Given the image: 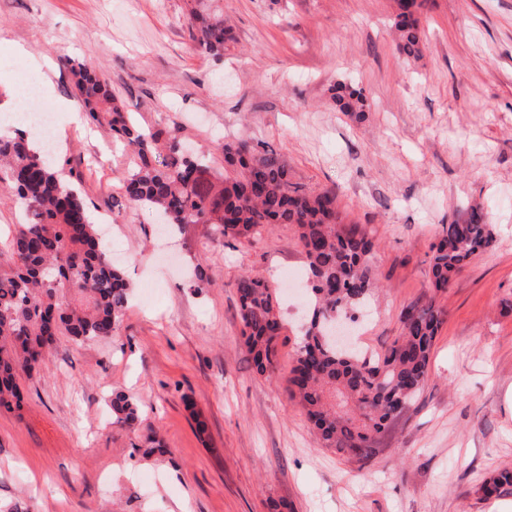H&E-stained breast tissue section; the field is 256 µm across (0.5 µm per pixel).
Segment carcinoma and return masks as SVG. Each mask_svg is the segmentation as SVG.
<instances>
[{
    "instance_id": "carcinoma-1",
    "label": "carcinoma",
    "mask_w": 512,
    "mask_h": 512,
    "mask_svg": "<svg viewBox=\"0 0 512 512\" xmlns=\"http://www.w3.org/2000/svg\"><path fill=\"white\" fill-rule=\"evenodd\" d=\"M192 2L194 46L204 54L224 55L230 32L216 0ZM397 4L398 48L417 57L422 40L411 11L414 0ZM66 67L84 110L106 114L113 136L131 152L134 169L124 182L130 207L157 210L166 223L178 227L208 224L214 239L247 244L274 224L295 227L315 285L291 383L322 445L354 456L367 453L427 380L443 322L435 300L402 310V334L384 353L368 357L356 348L337 351L325 324L367 300L374 242L366 230L343 223L336 195L300 191L283 156L260 151L246 139L222 144L220 175L184 146L178 129L135 124L92 66L69 60ZM336 101L344 112H361L365 106L355 91L336 95ZM0 184L20 208V221L10 230L12 264L0 270V407L10 410L21 403L19 373L39 374L58 337L80 344L113 334L128 305L130 286L112 266L78 190L34 138L0 136ZM492 242L490 225L476 207L445 225L431 247L432 288L447 289ZM235 288L245 343L257 372L270 376L282 330L278 289L250 274L241 275ZM109 407L118 425H141L137 403L124 392H112ZM482 492L512 496V469L484 480Z\"/></svg>"
}]
</instances>
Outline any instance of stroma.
I'll list each match as a JSON object with an SVG mask.
<instances>
[{
	"label": "stroma",
	"instance_id": "stroma-1",
	"mask_svg": "<svg viewBox=\"0 0 512 512\" xmlns=\"http://www.w3.org/2000/svg\"><path fill=\"white\" fill-rule=\"evenodd\" d=\"M395 0H224V56L189 37L187 0H0V135L25 131L13 102L36 85L55 114L56 164L96 221L132 293L107 339L60 337L20 407L0 408V502L30 512H494L480 486L512 467V0H420L423 51L396 43ZM90 59L146 128L176 127L223 169L224 141L283 154L297 186L330 190L375 238L362 347L384 351L399 314L435 300L445 323L414 403L366 456L322 447L289 394L308 323L294 226L242 244L207 224L163 229L126 207L131 155L105 119L74 111L68 59ZM363 89L340 112L337 84ZM479 204L491 247L445 291L429 280L443 225ZM212 281L196 290L195 269ZM281 290L276 370L259 374L235 282ZM120 390L168 450L114 424ZM206 425L198 434L197 422Z\"/></svg>",
	"mask_w": 512,
	"mask_h": 512
}]
</instances>
